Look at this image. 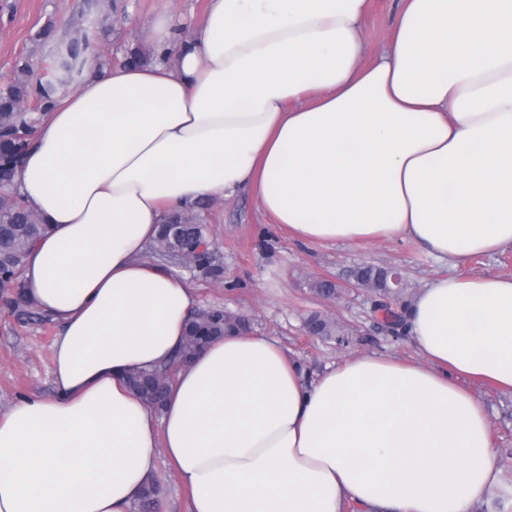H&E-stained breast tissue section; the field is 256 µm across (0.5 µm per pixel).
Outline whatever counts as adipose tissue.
<instances>
[{"label":"adipose tissue","instance_id":"1","mask_svg":"<svg viewBox=\"0 0 512 512\" xmlns=\"http://www.w3.org/2000/svg\"><path fill=\"white\" fill-rule=\"evenodd\" d=\"M369 0H208L155 59L47 113L15 184L47 224L21 275L60 326L50 396L0 414V512H133L165 456L190 512H469L498 476L481 403L512 391V0H401L366 60ZM175 63L165 62L166 54ZM252 188L307 242L408 239L452 272L407 313L418 361L364 354L308 381L228 335L175 368L160 412L128 376L170 362L194 288L147 261L159 225ZM459 275L512 276V249L494 255H475L455 271Z\"/></svg>","mask_w":512,"mask_h":512}]
</instances>
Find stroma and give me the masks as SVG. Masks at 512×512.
Instances as JSON below:
<instances>
[{
    "instance_id": "35a3bbf8",
    "label": "stroma",
    "mask_w": 512,
    "mask_h": 512,
    "mask_svg": "<svg viewBox=\"0 0 512 512\" xmlns=\"http://www.w3.org/2000/svg\"><path fill=\"white\" fill-rule=\"evenodd\" d=\"M206 7L207 0H0V86L14 79L18 61L28 60L37 71L45 66L53 47L39 42L37 33L46 25H54L65 40L89 33L94 61L104 67L122 63L132 47L151 52L141 30L156 14L175 15L177 35L184 40ZM398 12L399 0H370L361 28L368 58L384 50ZM197 213L210 241L209 262L197 268L176 265L172 271L195 289L200 308L220 307L246 318L251 332L276 340L311 379L365 353L417 359L408 334L392 331L365 292L353 290L336 301L313 290L318 280L342 284L351 270L371 264L399 269L410 294H417L447 268L414 242H303L260 212L247 190L203 202ZM216 267L221 270L217 276L212 273ZM14 298L0 292L1 412L19 397L51 394L52 346L59 333L58 325ZM315 314L347 328L346 340L311 335L305 322ZM464 386L484 406L498 470L496 484L469 512H512V392L470 380Z\"/></svg>"
}]
</instances>
